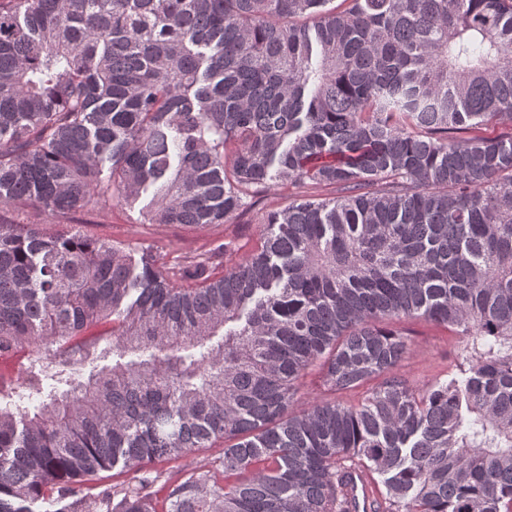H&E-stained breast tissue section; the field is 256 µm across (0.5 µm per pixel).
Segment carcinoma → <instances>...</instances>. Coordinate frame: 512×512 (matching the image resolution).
<instances>
[{
    "mask_svg": "<svg viewBox=\"0 0 512 512\" xmlns=\"http://www.w3.org/2000/svg\"><path fill=\"white\" fill-rule=\"evenodd\" d=\"M328 2L0 0V207L60 226L0 221V512H512V0ZM274 178L332 196L229 268L74 227L149 190L144 224H228ZM407 319L458 375L394 376ZM312 367L362 397L295 409ZM218 450L219 448H201L177 463H157L152 469L163 473H175L176 477L184 479L187 474L197 470L199 465H210ZM120 471H121V468L116 467L114 469L99 472L97 480H95L92 483L87 484L84 487L85 493L89 492L91 494H95L101 488L109 487L114 484L134 483V481L137 479L134 477L140 476V473H133L132 471H125V472L119 474Z\"/></svg>",
    "mask_w": 512,
    "mask_h": 512,
    "instance_id": "obj_1",
    "label": "carcinoma"
}]
</instances>
